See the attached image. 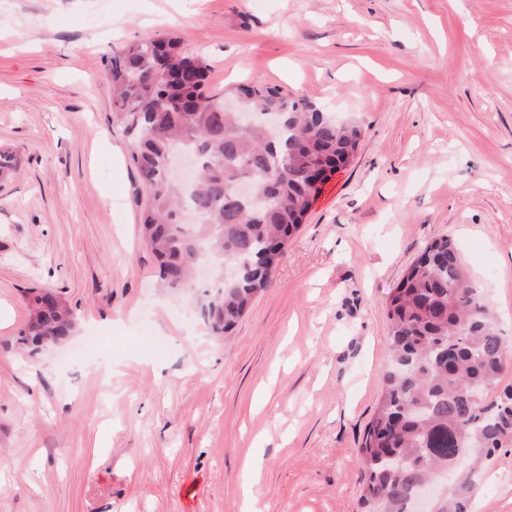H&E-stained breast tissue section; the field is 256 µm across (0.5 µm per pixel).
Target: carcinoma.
Wrapping results in <instances>:
<instances>
[{
	"instance_id": "carcinoma-1",
	"label": "carcinoma",
	"mask_w": 512,
	"mask_h": 512,
	"mask_svg": "<svg viewBox=\"0 0 512 512\" xmlns=\"http://www.w3.org/2000/svg\"><path fill=\"white\" fill-rule=\"evenodd\" d=\"M208 66L182 53L174 38L145 36L122 47L107 65L113 122L149 192L140 235L159 262L167 288H189L207 252L232 267L202 304L204 322L226 334L271 283L288 242L330 175L348 167L363 137L355 121H339L303 99L264 83L224 93L235 111L207 92ZM281 114L239 127L242 112ZM197 162L190 193L168 175L174 153ZM257 183L262 201L237 187ZM391 363L358 454L370 512H410L420 484L457 469L460 490L437 512H469L473 453L488 459L512 431V388L484 400L498 383L508 344L480 286L455 243L440 237L424 247L389 293ZM76 321L57 293L44 299L20 330L36 350L72 335Z\"/></svg>"
}]
</instances>
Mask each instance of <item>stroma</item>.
I'll return each mask as SVG.
<instances>
[{
    "label": "stroma",
    "mask_w": 512,
    "mask_h": 512,
    "mask_svg": "<svg viewBox=\"0 0 512 512\" xmlns=\"http://www.w3.org/2000/svg\"><path fill=\"white\" fill-rule=\"evenodd\" d=\"M147 35L364 128L226 337L139 233L103 72ZM0 149V512H363L388 294L443 235L512 344V0H0ZM33 287L79 331L32 353ZM470 496L512 512V434Z\"/></svg>",
    "instance_id": "35a3bbf8"
}]
</instances>
